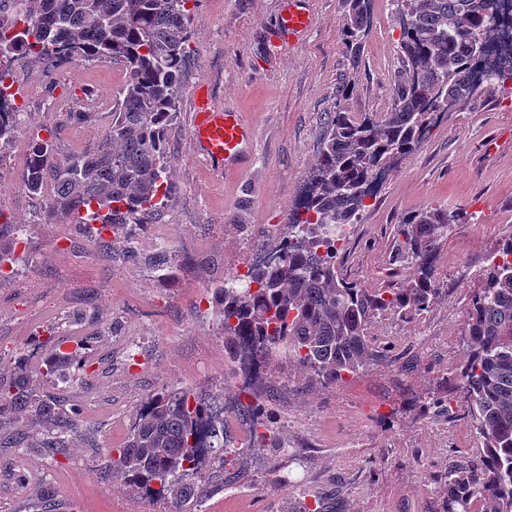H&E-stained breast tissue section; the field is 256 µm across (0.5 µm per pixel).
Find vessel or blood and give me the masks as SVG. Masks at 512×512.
Here are the masks:
<instances>
[{
  "mask_svg": "<svg viewBox=\"0 0 512 512\" xmlns=\"http://www.w3.org/2000/svg\"><path fill=\"white\" fill-rule=\"evenodd\" d=\"M313 22L310 0H284L274 28L283 40L303 37ZM190 136L196 157L214 171H222L246 159L252 145V129L240 113L220 107L207 85H198L191 96Z\"/></svg>",
  "mask_w": 512,
  "mask_h": 512,
  "instance_id": "vessel-or-blood-1",
  "label": "vessel or blood"
}]
</instances>
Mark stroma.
I'll return each mask as SVG.
<instances>
[{"instance_id": "35a3bbf8", "label": "stroma", "mask_w": 512, "mask_h": 512, "mask_svg": "<svg viewBox=\"0 0 512 512\" xmlns=\"http://www.w3.org/2000/svg\"><path fill=\"white\" fill-rule=\"evenodd\" d=\"M280 7L281 0H193L185 93L167 146L176 191L113 254L101 252L80 225L63 229L45 220V201L22 186L21 159L0 172V213L25 225L28 239L14 274L0 279V361L53 335L65 347L80 342L86 362L67 383L43 384L82 409L67 447L52 457L0 448V512H171L169 500L102 478L103 468L152 394L223 396L233 361L216 308L199 315L198 298L236 276L258 248L274 249L272 236L300 198L327 113L383 116L402 67L394 0H370L368 34L355 59L341 43L345 0H312L307 37L276 47ZM124 73L98 60L71 64L58 78L110 103ZM201 81L220 105L249 120L248 163L220 173L196 157L190 93ZM110 121L106 114L70 124L37 105L27 127L0 148L18 150L31 131L63 124L67 133L55 152L66 159L99 140ZM425 207L474 214L440 248L438 301L410 321L376 319L370 332L388 337L389 360L346 383L324 387L295 364L272 359L255 388L290 451L237 448L225 469L209 459L195 512H302L311 502L319 512H441L440 474L477 456L482 442L464 415H424L418 402L442 383L457 384L482 257L498 247L503 225H512V109L502 106L499 85L482 86L440 114L425 140L385 171L357 237L339 251L348 278L372 288L387 281L397 269L393 224ZM157 224L165 238L153 251L146 241ZM130 335L144 349L143 367L131 373L124 346ZM281 476L288 489L273 490Z\"/></svg>"}]
</instances>
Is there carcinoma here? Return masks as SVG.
I'll list each match as a JSON object with an SVG mask.
<instances>
[{
    "instance_id": "cac0c4a2",
    "label": "carcinoma",
    "mask_w": 512,
    "mask_h": 512,
    "mask_svg": "<svg viewBox=\"0 0 512 512\" xmlns=\"http://www.w3.org/2000/svg\"><path fill=\"white\" fill-rule=\"evenodd\" d=\"M190 0H11L0 14V36L17 25L11 39L21 54L63 48L73 62L119 61L125 81L112 105L106 136L66 163L50 165L49 144L35 132L28 144L22 184L28 194L52 189L47 218L100 222L96 243L112 249L103 234L141 217L171 198L167 141L176 125L183 93ZM342 45L355 57L367 34L369 0H346ZM409 23L401 25L399 47L417 71L401 70L393 81L394 103L381 118L350 112L328 113L322 143L305 182L300 203L286 215L288 249L247 273L244 288L228 279L215 303L223 319L224 347L236 357L249 350L251 362L267 366L284 350L323 385L336 386L381 362L385 347L370 335L371 323L393 314L413 319L439 298L437 259L442 241L462 212L421 209L395 229L399 279L380 288L348 280L329 229L355 224L375 193L381 173L409 155L431 126L434 111L448 98L474 93L470 64L473 40L499 24L492 0H395ZM66 119L91 124L98 112L66 108ZM467 358L458 390L467 415L483 440L475 460L450 465L441 475L446 487L442 512H512V262L487 265L482 287L473 292L464 333ZM76 355L53 350L40 366L17 355L0 372V447L40 448L55 453L76 432L78 410L41 393L44 379L63 381ZM220 403L188 392L164 389L137 409L124 447L112 458L107 476L133 491H147L187 512L200 489V451H224ZM43 438L30 442V430Z\"/></svg>"
}]
</instances>
